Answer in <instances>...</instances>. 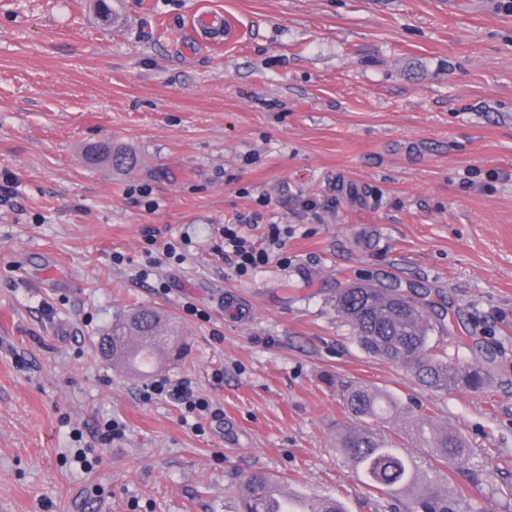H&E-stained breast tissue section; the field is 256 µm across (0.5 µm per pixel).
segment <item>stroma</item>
<instances>
[{
	"label": "stroma",
	"mask_w": 512,
	"mask_h": 512,
	"mask_svg": "<svg viewBox=\"0 0 512 512\" xmlns=\"http://www.w3.org/2000/svg\"><path fill=\"white\" fill-rule=\"evenodd\" d=\"M108 3L0 0V512H236L258 471L402 512L371 510L336 447L346 380L461 434L491 473L466 496L512 512V10ZM204 12L222 42L194 28ZM106 144L136 168L85 161ZM235 223L258 243L278 225L281 250L239 272L218 250ZM360 278L424 293L435 340L484 365L485 389L432 390L364 352L335 301ZM139 307L187 330L162 375L213 401L201 431L99 354ZM112 419L125 434L102 441Z\"/></svg>",
	"instance_id": "obj_1"
}]
</instances>
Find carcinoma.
<instances>
[{
  "instance_id": "1",
  "label": "carcinoma",
  "mask_w": 512,
  "mask_h": 512,
  "mask_svg": "<svg viewBox=\"0 0 512 512\" xmlns=\"http://www.w3.org/2000/svg\"><path fill=\"white\" fill-rule=\"evenodd\" d=\"M85 158L92 164L105 158L114 166L132 168L137 160L119 149L94 147ZM397 286L354 283L336 295V309L351 328L361 348L369 355L400 365L422 385L433 390L462 386L482 391L488 380L485 368L464 364L443 347L430 345L436 324L423 297H405ZM184 349V341L173 318L155 308L143 307L115 320L109 335L99 344L100 354L109 359L123 355L133 362L141 355L155 359L161 368ZM343 409L356 423L336 434V447L366 480L373 492L406 499V512H479L461 491L460 484L481 485L487 480L484 466L474 461V451L458 433L413 418L401 430L408 442L430 448L434 460L448 468L451 488H433L429 475L421 472L406 448L382 435L381 424L408 414L393 395L360 381L341 384ZM277 481L263 473L244 480L239 512H274L269 508ZM300 512H347L331 497L302 500Z\"/></svg>"
}]
</instances>
